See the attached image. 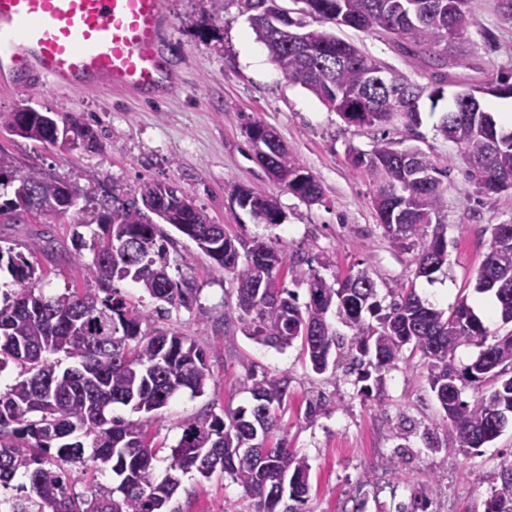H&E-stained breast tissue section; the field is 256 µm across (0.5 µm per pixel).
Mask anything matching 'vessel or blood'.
Returning <instances> with one entry per match:
<instances>
[{
    "label": "vessel or blood",
    "instance_id": "vessel-or-blood-1",
    "mask_svg": "<svg viewBox=\"0 0 512 512\" xmlns=\"http://www.w3.org/2000/svg\"><path fill=\"white\" fill-rule=\"evenodd\" d=\"M161 33V0H0V76L155 94Z\"/></svg>",
    "mask_w": 512,
    "mask_h": 512
}]
</instances>
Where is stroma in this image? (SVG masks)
Wrapping results in <instances>:
<instances>
[{"label":"stroma","instance_id":"1","mask_svg":"<svg viewBox=\"0 0 512 512\" xmlns=\"http://www.w3.org/2000/svg\"><path fill=\"white\" fill-rule=\"evenodd\" d=\"M162 10V49L173 72L163 93L140 97L109 87L72 91L45 80L19 85L0 80V112L25 99L41 111L67 110L93 122L103 144L99 151H72L0 134V157L11 163L14 173L34 168L90 188L89 206L99 212L139 202L141 182L175 185L230 235L270 238L286 255L303 256V263L285 264L276 275L277 286L302 297L307 294L303 279L310 271L330 278L362 268L370 270L379 293L413 279L418 294L443 309L471 293L490 248L491 225L512 223V199L478 193L465 176L466 164L456 145L438 134L436 125L448 109L449 96L462 85L486 83L501 70L512 72V53L506 51L512 26L501 21L493 0L469 4L476 69H453L455 81L446 86V97L438 104L420 100L422 124L414 139L390 125L348 124L288 79L265 46L251 38L240 0H224L217 15L210 0H162ZM336 34L411 82L429 83V69L404 57L393 39L347 27ZM246 115L276 130L320 182V201L308 203L292 195L257 162L242 127ZM385 136L419 148L450 169L448 203L440 215L448 226V264L432 283L415 278L412 254L390 246L372 205L376 182L350 162L351 152L370 151ZM239 187L275 200L283 214L281 224L260 223L240 208L234 197ZM80 218L73 209L54 224H40L33 216L24 224H0V246L49 234L55 253L33 259L44 293L84 287L74 263L91 262L93 230L80 225ZM79 235L86 245L77 253L73 241ZM171 256L180 273L193 278L199 296L192 309L171 312L166 322L208 348L213 379L203 396L178 394L147 420L146 430L158 445L174 446L187 420L249 406L252 378L288 376V402L277 413L272 437L285 440L310 466L308 512H344L359 483L384 469L393 456L402 423H440L420 358L383 373L380 400L364 398L352 377L315 374L300 344L279 351L245 336L240 322L227 315L235 304L229 276L194 242L178 237ZM318 397L326 402L324 413L306 420L309 400ZM510 461L512 426L485 447L449 456L437 466L414 433L394 475L414 492L435 483L446 485V512H482L489 480L501 463ZM174 504L180 512H254L243 488L218 473L207 479L194 472L184 475Z\"/></svg>","mask_w":512,"mask_h":512}]
</instances>
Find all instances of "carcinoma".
<instances>
[{
	"label": "carcinoma",
	"mask_w": 512,
	"mask_h": 512,
	"mask_svg": "<svg viewBox=\"0 0 512 512\" xmlns=\"http://www.w3.org/2000/svg\"><path fill=\"white\" fill-rule=\"evenodd\" d=\"M248 22L271 59L292 81L313 93L346 122L359 126L390 125L394 118L407 131L420 125L423 93L452 82L446 70L474 67L469 47V0H300L304 14L284 12L282 0H241ZM320 24L349 27L392 36L405 52L427 59L436 69L430 83L394 94L369 93L368 67L380 65L356 45L320 27L308 28L306 18ZM291 33H306L313 46L307 55L292 44ZM512 74L471 85L476 97L453 96L438 132L468 157L466 175L488 196L512 194V130L498 125L483 95L512 99ZM38 119L29 101L0 112V131L24 123L19 137L57 144L54 126H72L102 149L100 135L83 118L65 111ZM269 126L245 124L259 163L260 147ZM392 139H381L369 153L352 152L351 163L377 182L373 208L389 243L414 253L415 278L432 283L448 264V225L433 222L447 205L448 168L417 152L413 166L400 163ZM272 165L288 192L306 202L323 196L319 181L278 142ZM0 224H23L30 214L54 224L66 214L59 202L84 192L37 169L14 175L0 157ZM142 207L118 206L94 212L82 224L96 225L95 255L79 264L83 279L97 288H68L46 296L38 287L28 256L52 248L53 239L37 237L26 252L0 247V269L13 278L14 289L0 303V372L13 363L21 368L14 382L0 391V487L16 476L19 486L14 512H176L171 503L181 476L196 471L203 478L228 475L255 501V512H306L310 466L279 442L265 446L277 422L276 411L288 400V377L252 380L250 408L211 414L186 422L171 448L165 475L155 476L160 449L135 420L114 414L129 406L152 416L172 397L188 391L205 394L212 374L207 350L175 328L149 327L152 317L172 309H191L199 288L193 280L172 274L170 235L151 222L145 211L163 200L178 209L185 195L169 184L145 181L139 187ZM41 199L34 208L30 197ZM238 205L265 224L282 223L277 203L249 188L239 187ZM173 228L193 241L216 268L231 276L236 292L233 311L244 334L258 343L283 349L301 340L306 362L316 374L342 371L356 375L360 393L382 373L420 355L445 424V439L423 426L430 452L465 453L498 439L512 421V332L499 335L478 316L468 297L450 311L422 299L415 283L387 291L382 305L377 284L367 269L328 280L313 273L306 280L308 300L275 285V272L286 255L272 240H243L225 233L203 209L193 207L184 223ZM489 249L480 264L474 292L493 298L503 323H512V224H494ZM130 280L153 302L145 312L130 305L112 287ZM463 345L479 348L468 364L458 366L455 354ZM70 365L61 367L62 360ZM473 399L463 397L466 389ZM100 462L112 470V486L90 493L74 489L69 466ZM484 512H512V467L489 482Z\"/></svg>",
	"instance_id": "cac0c4a2"
}]
</instances>
